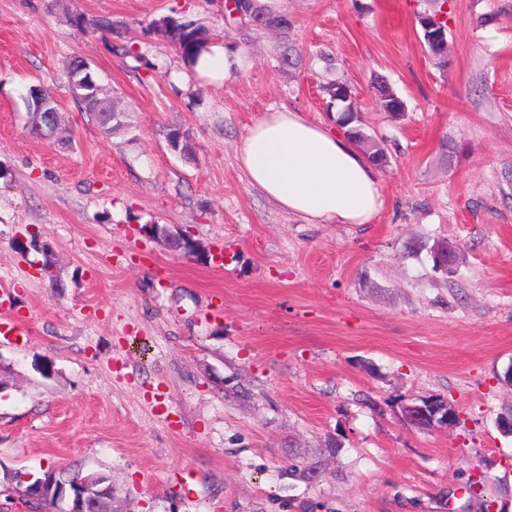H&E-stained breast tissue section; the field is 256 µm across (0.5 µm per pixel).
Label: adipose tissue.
Listing matches in <instances>:
<instances>
[{
  "label": "adipose tissue",
  "instance_id": "adipose-tissue-1",
  "mask_svg": "<svg viewBox=\"0 0 512 512\" xmlns=\"http://www.w3.org/2000/svg\"><path fill=\"white\" fill-rule=\"evenodd\" d=\"M237 161L250 186L311 224H368L384 204L375 167L336 128L288 108L249 129Z\"/></svg>",
  "mask_w": 512,
  "mask_h": 512
}]
</instances>
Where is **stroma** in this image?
Returning a JSON list of instances; mask_svg holds the SVG:
<instances>
[{
  "label": "stroma",
  "mask_w": 512,
  "mask_h": 512,
  "mask_svg": "<svg viewBox=\"0 0 512 512\" xmlns=\"http://www.w3.org/2000/svg\"><path fill=\"white\" fill-rule=\"evenodd\" d=\"M225 2L0 0V321L23 329L0 337V467L105 472L132 512L512 508V437L496 428L512 405V0H445L440 58L426 0H266L293 25V71L278 35ZM73 11L122 34L72 27ZM167 15L204 25L240 69L191 71L150 27ZM75 57L128 105L129 134L73 100ZM336 84L389 155L371 224L289 215L236 160L266 112L330 122ZM383 84L404 116L380 109ZM34 85L64 133H32ZM174 128L191 155L169 147ZM438 242L453 273L433 267ZM430 397L456 405L457 427L403 418ZM329 442L316 484L289 476ZM421 26L423 38L433 56H441L447 43V30L445 25L437 18L430 20L422 18Z\"/></svg>",
  "instance_id": "1"
}]
</instances>
